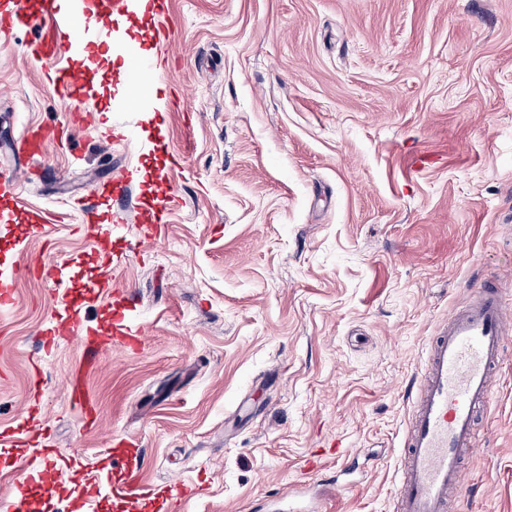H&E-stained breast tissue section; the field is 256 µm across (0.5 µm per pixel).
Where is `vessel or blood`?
<instances>
[{
	"instance_id": "obj_1",
	"label": "vessel or blood",
	"mask_w": 512,
	"mask_h": 512,
	"mask_svg": "<svg viewBox=\"0 0 512 512\" xmlns=\"http://www.w3.org/2000/svg\"><path fill=\"white\" fill-rule=\"evenodd\" d=\"M14 21L35 25L42 15L55 16L62 38L49 51L57 56L72 44L76 13H59L58 0H9ZM94 328L60 323L40 329L43 345L77 340L84 345V362L95 365ZM512 353V303L494 284L476 288L469 301L449 314L432 341L418 397L413 406L395 496V512H447L448 494L461 488L466 456L475 450L474 416L492 398L491 376ZM36 486L50 493L52 485L41 468L27 469L11 505L23 500V489ZM112 490L121 512H141L153 490L130 475L115 478Z\"/></svg>"
}]
</instances>
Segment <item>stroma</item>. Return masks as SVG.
<instances>
[{"label":"stroma","instance_id":"1","mask_svg":"<svg viewBox=\"0 0 512 512\" xmlns=\"http://www.w3.org/2000/svg\"><path fill=\"white\" fill-rule=\"evenodd\" d=\"M112 63L38 61L51 20L19 27L0 0V489L44 463L27 430L40 398L48 444L84 465L120 437L135 479L190 492L179 512H286L291 484H343L333 512H393L408 417L428 341L470 291L512 299V0H167L135 14L101 0ZM157 58L129 69L132 50ZM81 72L74 122L52 74ZM143 83L140 105H126ZM58 129L42 156L23 131ZM124 201L107 190L122 171ZM177 196L163 223L152 185ZM45 209L49 233L12 214ZM141 222L102 237L84 214ZM55 266L60 286L38 277ZM133 293L140 352L114 345L106 316ZM98 331L44 350L67 312ZM81 373L99 427L70 407ZM477 449L448 512H512V358L493 375ZM73 472L30 490L27 512H64ZM42 343L45 346H53L62 341L76 339L84 345V362L88 367L95 365L98 361L97 350L94 349V341L87 336L96 335L94 328H74L70 323H60L43 327L39 331Z\"/></svg>","mask_w":512,"mask_h":512}]
</instances>
